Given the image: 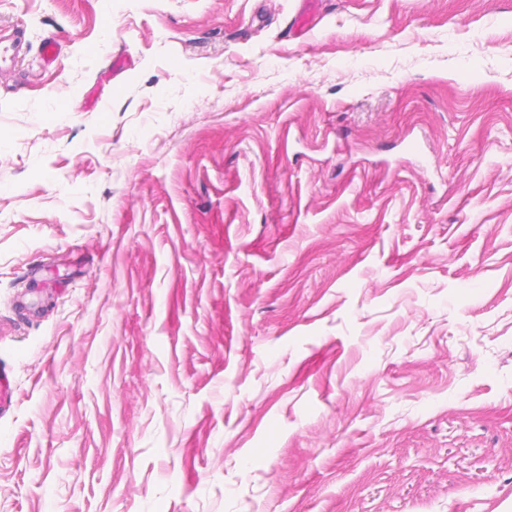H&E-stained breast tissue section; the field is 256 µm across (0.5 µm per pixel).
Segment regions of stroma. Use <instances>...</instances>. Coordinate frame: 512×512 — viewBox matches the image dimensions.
I'll return each instance as SVG.
<instances>
[{"label": "stroma", "mask_w": 512, "mask_h": 512, "mask_svg": "<svg viewBox=\"0 0 512 512\" xmlns=\"http://www.w3.org/2000/svg\"><path fill=\"white\" fill-rule=\"evenodd\" d=\"M15 34L0 512H512V0Z\"/></svg>", "instance_id": "stroma-1"}]
</instances>
